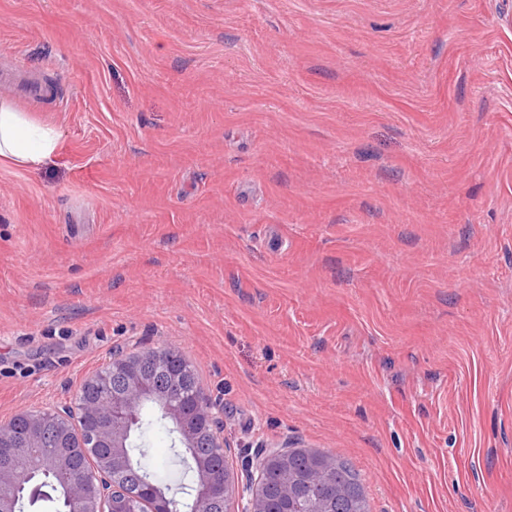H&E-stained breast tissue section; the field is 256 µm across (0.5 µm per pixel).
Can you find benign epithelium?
<instances>
[{
	"label": "benign epithelium",
	"mask_w": 512,
	"mask_h": 512,
	"mask_svg": "<svg viewBox=\"0 0 512 512\" xmlns=\"http://www.w3.org/2000/svg\"><path fill=\"white\" fill-rule=\"evenodd\" d=\"M162 409L180 447L193 462L195 512L224 510V447L221 405L195 381V371L173 347L114 355L86 378L76 406L23 410L0 419V512H19L20 499L34 502L47 479L57 481L62 512H168L166 495L135 467L129 448L136 412ZM89 461L92 473L80 463ZM276 494L289 498L288 450L276 451ZM242 512H269L267 497L245 487Z\"/></svg>",
	"instance_id": "1"
}]
</instances>
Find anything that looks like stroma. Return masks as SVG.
Listing matches in <instances>:
<instances>
[{
    "label": "stroma",
    "mask_w": 512,
    "mask_h": 512,
    "mask_svg": "<svg viewBox=\"0 0 512 512\" xmlns=\"http://www.w3.org/2000/svg\"><path fill=\"white\" fill-rule=\"evenodd\" d=\"M0 72L60 133L0 164V418L176 347L236 487L314 448L512 512V0H0Z\"/></svg>",
    "instance_id": "stroma-1"
}]
</instances>
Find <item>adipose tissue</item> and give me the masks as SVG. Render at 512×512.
<instances>
[{"label": "adipose tissue", "mask_w": 512, "mask_h": 512, "mask_svg": "<svg viewBox=\"0 0 512 512\" xmlns=\"http://www.w3.org/2000/svg\"><path fill=\"white\" fill-rule=\"evenodd\" d=\"M56 127L42 125L7 98H0V162L33 170L50 161L59 148Z\"/></svg>", "instance_id": "adipose-tissue-1"}]
</instances>
